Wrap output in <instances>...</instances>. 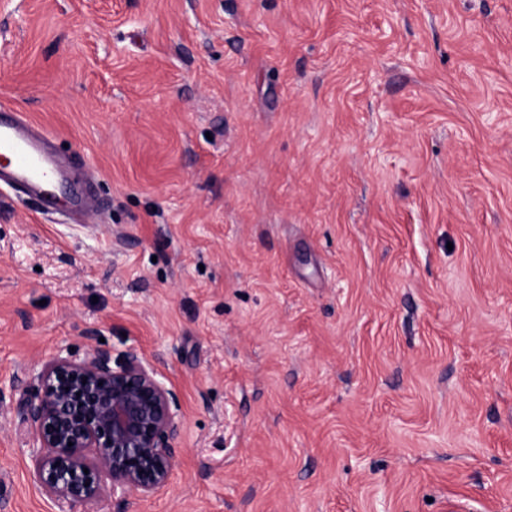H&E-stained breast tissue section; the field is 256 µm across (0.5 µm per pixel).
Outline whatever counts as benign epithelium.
I'll return each mask as SVG.
<instances>
[{"label":"benign epithelium","instance_id":"7a95c632","mask_svg":"<svg viewBox=\"0 0 512 512\" xmlns=\"http://www.w3.org/2000/svg\"><path fill=\"white\" fill-rule=\"evenodd\" d=\"M177 399L134 350L58 351L18 401L31 436L34 483L70 512L109 486L148 496L166 486L179 434Z\"/></svg>","mask_w":512,"mask_h":512}]
</instances>
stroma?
I'll list each match as a JSON object with an SVG mask.
<instances>
[{
  "mask_svg": "<svg viewBox=\"0 0 512 512\" xmlns=\"http://www.w3.org/2000/svg\"><path fill=\"white\" fill-rule=\"evenodd\" d=\"M0 104L100 202L0 186V512L97 347L180 436L88 512H512V0H0Z\"/></svg>",
  "mask_w": 512,
  "mask_h": 512,
  "instance_id": "stroma-1",
  "label": "stroma"
}]
</instances>
